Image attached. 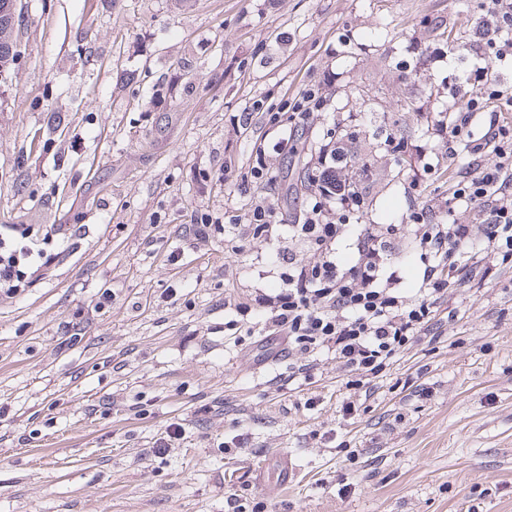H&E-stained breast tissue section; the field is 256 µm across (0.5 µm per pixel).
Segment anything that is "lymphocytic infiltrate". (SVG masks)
I'll return each instance as SVG.
<instances>
[{"label":"lymphocytic infiltrate","instance_id":"f902f5d3","mask_svg":"<svg viewBox=\"0 0 512 512\" xmlns=\"http://www.w3.org/2000/svg\"><path fill=\"white\" fill-rule=\"evenodd\" d=\"M471 70L458 82L460 92L448 103L435 130L453 170L448 195L436 205L410 208L405 225L364 223V189L368 167L351 161L345 140H331L315 153L317 192L296 220L274 203L254 206L247 216L224 213L223 221L201 218L190 225L196 240L208 241L219 224L246 225L255 236H283L306 241L314 252L308 263L276 249L273 260L286 272L276 294L258 296L255 304H237L241 315L259 310L262 329L284 336L292 353L327 350L348 375L377 376L414 341L439 340L442 304L464 288L481 290L512 267V85L490 79L491 66L512 59V0H482L473 29ZM321 86L298 92L278 120L279 146L292 144L323 109ZM12 237L0 234V288L27 287L29 270L42 269V253L16 238H29L23 225ZM409 234L428 263L415 296L398 287L392 255L402 234ZM349 241L350 260L336 256Z\"/></svg>","mask_w":512,"mask_h":512}]
</instances>
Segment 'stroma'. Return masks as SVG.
I'll use <instances>...</instances> for the list:
<instances>
[{
    "instance_id": "obj_1",
    "label": "stroma",
    "mask_w": 512,
    "mask_h": 512,
    "mask_svg": "<svg viewBox=\"0 0 512 512\" xmlns=\"http://www.w3.org/2000/svg\"><path fill=\"white\" fill-rule=\"evenodd\" d=\"M21 3L0 225H31L52 260L0 290V512H512V270L461 290L441 340L412 343L349 414L330 354L280 386L285 339L261 343L235 311L282 284L265 243L188 230L273 200L298 214L330 130L354 133L373 173L365 221L400 223L415 148L471 61L430 56L478 0ZM318 82L303 151L272 154L280 181L256 183L252 147L279 134L253 101L277 109ZM172 423L181 438L153 453Z\"/></svg>"
}]
</instances>
